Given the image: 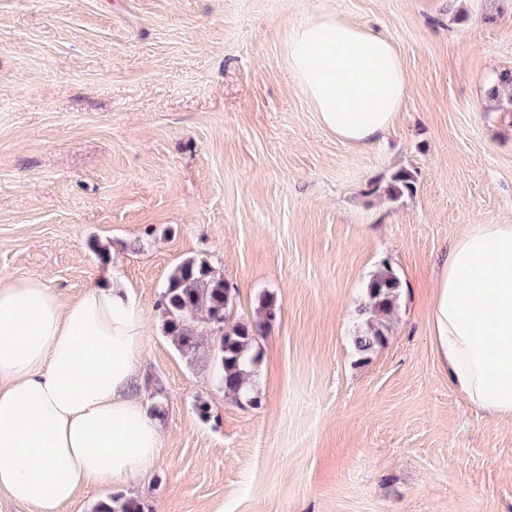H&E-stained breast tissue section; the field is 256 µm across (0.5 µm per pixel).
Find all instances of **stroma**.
<instances>
[{"label":"stroma","instance_id":"stroma-1","mask_svg":"<svg viewBox=\"0 0 512 512\" xmlns=\"http://www.w3.org/2000/svg\"><path fill=\"white\" fill-rule=\"evenodd\" d=\"M389 38L409 75L359 147L296 88L285 41L320 6ZM512 0H0V275L63 301L122 276L145 318V400L163 430L137 484L152 512H512V420L469 406L436 351L434 281L473 224H512ZM400 168L417 191L374 194ZM206 260L232 321L274 294L259 405L163 332L173 268ZM401 281L387 340L359 354L366 282ZM209 403L200 416L198 399ZM488 98L493 102L494 112H512V70L501 72L488 91Z\"/></svg>","mask_w":512,"mask_h":512}]
</instances>
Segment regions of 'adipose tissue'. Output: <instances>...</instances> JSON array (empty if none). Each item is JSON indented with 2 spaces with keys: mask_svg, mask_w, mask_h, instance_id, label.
<instances>
[{
  "mask_svg": "<svg viewBox=\"0 0 512 512\" xmlns=\"http://www.w3.org/2000/svg\"><path fill=\"white\" fill-rule=\"evenodd\" d=\"M323 127L361 146L383 136L409 79L393 44L321 7L285 43ZM448 380L512 418V224H474L448 249L432 311ZM144 318L117 279L67 303L36 278H0V497L61 512L81 487L120 488L157 465L162 432L143 392Z\"/></svg>",
  "mask_w": 512,
  "mask_h": 512,
  "instance_id": "obj_1",
  "label": "adipose tissue"
}]
</instances>
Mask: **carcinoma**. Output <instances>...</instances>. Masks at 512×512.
I'll list each match as a JSON object with an SVG mask.
<instances>
[{"instance_id":"carcinoma-1","label":"carcinoma","mask_w":512,"mask_h":512,"mask_svg":"<svg viewBox=\"0 0 512 512\" xmlns=\"http://www.w3.org/2000/svg\"><path fill=\"white\" fill-rule=\"evenodd\" d=\"M488 98L493 111L512 112V70L497 76ZM372 192L397 201L416 192V177L400 168ZM365 296L360 308L365 330L354 337L361 354L386 341L389 321L399 305L400 280L388 263H382L369 279ZM234 304L235 293L223 276L205 260L187 259L174 268L162 293L163 331L184 356L195 355L205 345L211 347L217 388L238 403L256 406L252 377L261 357L260 340L276 320L278 306L274 296L264 294L259 298L257 320L231 324L228 319ZM91 512H150V508L141 498L117 494L98 501Z\"/></svg>"}]
</instances>
